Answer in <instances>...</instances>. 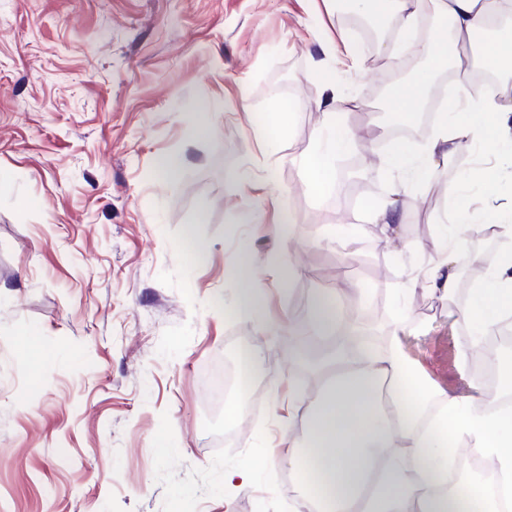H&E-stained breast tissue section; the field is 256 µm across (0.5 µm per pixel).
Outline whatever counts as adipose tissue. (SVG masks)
Here are the masks:
<instances>
[{
    "mask_svg": "<svg viewBox=\"0 0 512 512\" xmlns=\"http://www.w3.org/2000/svg\"><path fill=\"white\" fill-rule=\"evenodd\" d=\"M420 0H352L353 9L380 26H393L400 37L390 55L411 49L425 66L394 84L388 109L412 114L433 78L445 68L458 76L452 106L454 122H439L416 166L428 175L457 153L512 144V90L490 95L468 81L474 66L512 72V21L492 27L502 15L501 0H436L441 21L427 42H417ZM480 46L479 61L466 54ZM323 144L304 160L310 194H323L332 180L336 157L351 144V132L325 113ZM437 259L421 275L409 276L406 295L422 292L443 299L458 289L461 261L479 266L455 227L436 239ZM343 287L312 296L306 322L289 326L293 336L335 339ZM411 309L403 307L383 347L359 352L336 348L318 370L315 394L293 396L285 427L303 425L301 438H282V456L296 477L292 512H501L512 501V359L496 350L491 336L512 326V258L493 264L471 288L459 324L470 337L460 345L461 361L479 353L498 370V383L474 385L460 395L433 380L412 360L405 345ZM468 448L492 464L498 495L471 479L449 485L454 452Z\"/></svg>",
    "mask_w": 512,
    "mask_h": 512,
    "instance_id": "ef3b65f1",
    "label": "adipose tissue"
}]
</instances>
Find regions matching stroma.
<instances>
[{"mask_svg":"<svg viewBox=\"0 0 512 512\" xmlns=\"http://www.w3.org/2000/svg\"><path fill=\"white\" fill-rule=\"evenodd\" d=\"M341 31L355 66L322 50ZM386 49L364 45L337 0H0V512H289L279 461L225 501V470L278 435L274 405L311 390L292 336L230 315L237 288L256 281L289 322L347 281L388 328L440 225H474L448 186L478 154L416 183L389 167L377 127L406 130L417 157L432 125L421 107L389 111ZM328 112L355 144L315 197L301 160ZM166 155L182 159L169 181L155 173ZM396 190L406 215L387 247L367 209ZM351 225L363 234L345 258L336 235ZM189 228L205 262L180 248ZM472 283L447 301L417 295L405 340L463 394L473 373L457 367L454 319ZM245 340L265 360L231 451L207 375Z\"/></svg>","mask_w":512,"mask_h":512,"instance_id":"stroma-1","label":"stroma"}]
</instances>
